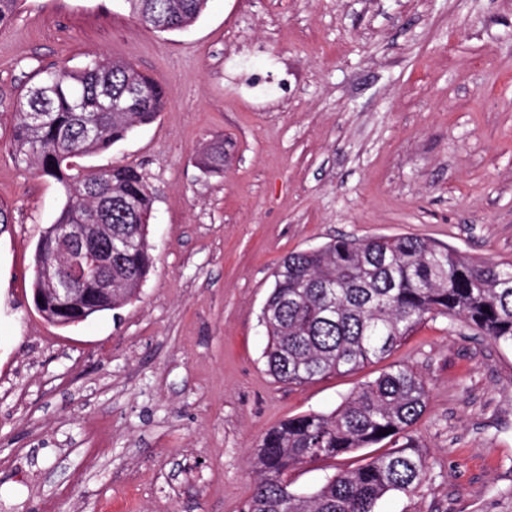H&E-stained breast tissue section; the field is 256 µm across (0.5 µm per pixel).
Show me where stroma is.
Listing matches in <instances>:
<instances>
[{"label":"stroma","instance_id":"stroma-1","mask_svg":"<svg viewBox=\"0 0 512 512\" xmlns=\"http://www.w3.org/2000/svg\"><path fill=\"white\" fill-rule=\"evenodd\" d=\"M98 56L169 93L152 124L79 161L141 171L155 261L123 308L57 327L32 288L63 188L15 162L11 104L41 69ZM219 135L228 161L203 173ZM0 204V512H243L262 435L383 369L269 374L260 316L288 253L410 235L512 262V0H208L173 33L125 0H22L0 26ZM388 362L426 384L410 434L432 468L376 512H512V348L428 319ZM399 445L300 465L289 489Z\"/></svg>","mask_w":512,"mask_h":512}]
</instances>
